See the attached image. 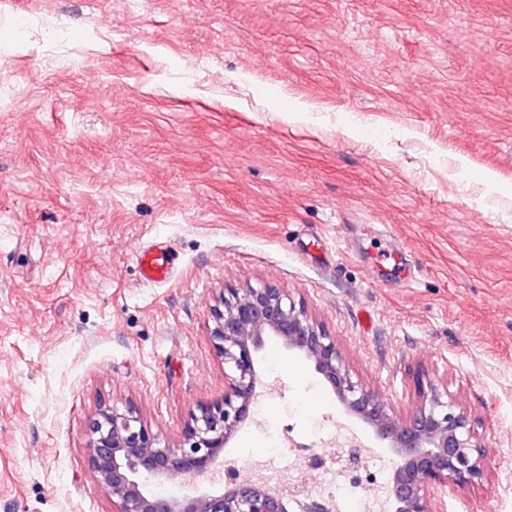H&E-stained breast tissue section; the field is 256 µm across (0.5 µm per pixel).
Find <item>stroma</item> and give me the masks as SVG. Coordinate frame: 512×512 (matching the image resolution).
Segmentation results:
<instances>
[{
	"instance_id": "1",
	"label": "stroma",
	"mask_w": 512,
	"mask_h": 512,
	"mask_svg": "<svg viewBox=\"0 0 512 512\" xmlns=\"http://www.w3.org/2000/svg\"><path fill=\"white\" fill-rule=\"evenodd\" d=\"M1 56L0 512H112L98 402L177 445L224 394L210 306L265 283L395 411L417 367L446 383L490 468L446 512H512V0H8ZM258 366L231 464L369 436L302 356ZM138 259L141 276L146 283H162L168 279L172 269V258L167 246L157 243L141 251Z\"/></svg>"
}]
</instances>
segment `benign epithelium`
Instances as JSON below:
<instances>
[{"mask_svg":"<svg viewBox=\"0 0 512 512\" xmlns=\"http://www.w3.org/2000/svg\"><path fill=\"white\" fill-rule=\"evenodd\" d=\"M209 337L224 360V397L190 413L180 444H161L130 409L103 403L89 425L88 466L112 497V512H290L309 494L305 476L285 484L244 477L224 451L252 420L262 396L257 354L272 339L303 356L339 407L366 425L394 456L384 488L388 512H444L445 498L487 480L485 449L473 420L448 388L419 367L412 373L416 400L396 413L354 378L336 336L304 303L265 284L220 289L210 308ZM224 486L209 491L201 475ZM177 485L176 494L160 488Z\"/></svg>","mask_w":512,"mask_h":512,"instance_id":"1","label":"benign epithelium"}]
</instances>
